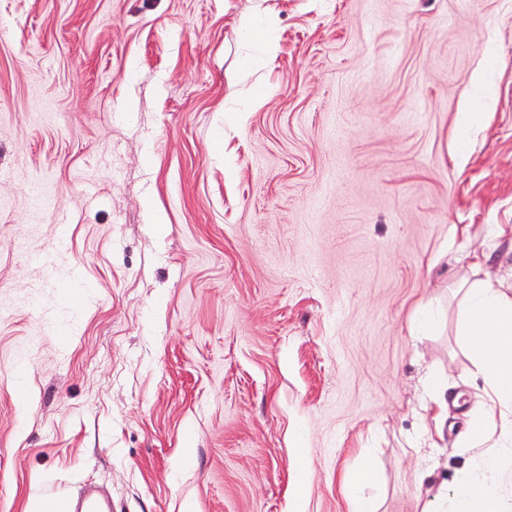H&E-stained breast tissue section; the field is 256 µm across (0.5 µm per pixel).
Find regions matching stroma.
<instances>
[{"mask_svg":"<svg viewBox=\"0 0 512 512\" xmlns=\"http://www.w3.org/2000/svg\"><path fill=\"white\" fill-rule=\"evenodd\" d=\"M483 280L512 0H0V512H448Z\"/></svg>","mask_w":512,"mask_h":512,"instance_id":"stroma-1","label":"stroma"}]
</instances>
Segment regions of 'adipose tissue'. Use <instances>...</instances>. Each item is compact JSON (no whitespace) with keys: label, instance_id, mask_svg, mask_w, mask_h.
<instances>
[{"label":"adipose tissue","instance_id":"obj_1","mask_svg":"<svg viewBox=\"0 0 512 512\" xmlns=\"http://www.w3.org/2000/svg\"><path fill=\"white\" fill-rule=\"evenodd\" d=\"M465 325L459 336L482 369L491 393L481 417L468 428L464 442L483 448L480 465L457 473L448 488V512H506V503L492 480L499 468L497 453L486 451L502 419L512 409V286L465 289L460 300Z\"/></svg>","mask_w":512,"mask_h":512}]
</instances>
